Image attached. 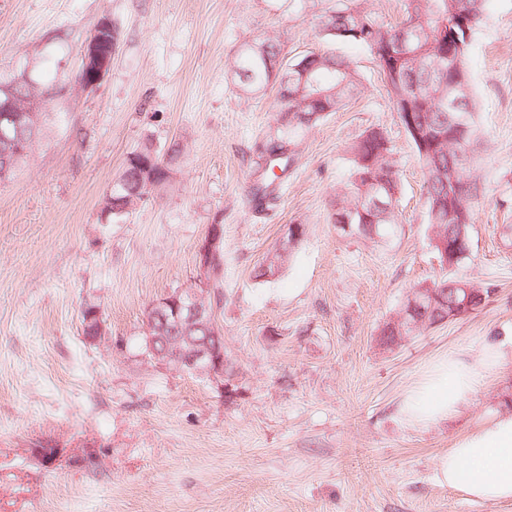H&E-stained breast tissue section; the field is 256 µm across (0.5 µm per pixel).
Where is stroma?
I'll list each match as a JSON object with an SVG mask.
<instances>
[{"instance_id":"35a3bbf8","label":"stroma","mask_w":512,"mask_h":512,"mask_svg":"<svg viewBox=\"0 0 512 512\" xmlns=\"http://www.w3.org/2000/svg\"><path fill=\"white\" fill-rule=\"evenodd\" d=\"M348 7L393 24L402 0H0V81L65 77L14 177L0 183V512H512L435 479L436 457L505 410L512 366L448 422L406 426L403 393L448 350L512 336V0H488L468 51L483 193L471 255L441 269L430 244L422 164L370 51L319 33ZM112 67L76 80L102 18ZM277 38L285 59L351 61L347 105L298 139L276 199L249 187L277 130L275 89L245 95L238 46ZM383 132L400 179L385 241L331 220L353 171L350 147ZM180 145L169 185L122 219L102 198L131 151ZM224 227L215 318L237 393L141 353L147 314L193 285L197 245ZM305 234L275 274L258 276L288 225ZM487 293L472 314L388 348L380 331L417 285L441 275ZM98 307L108 343L90 342ZM62 447L53 464L34 448ZM95 465L83 462L86 451Z\"/></svg>"}]
</instances>
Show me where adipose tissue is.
<instances>
[{"label": "adipose tissue", "mask_w": 512, "mask_h": 512, "mask_svg": "<svg viewBox=\"0 0 512 512\" xmlns=\"http://www.w3.org/2000/svg\"><path fill=\"white\" fill-rule=\"evenodd\" d=\"M512 363V338H489L478 352L453 349L426 366L404 392L399 413L416 429L446 422L483 382ZM439 484L480 503L512 502V413L505 412L460 436L434 464Z\"/></svg>", "instance_id": "obj_1"}]
</instances>
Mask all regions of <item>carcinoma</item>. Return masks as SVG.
<instances>
[{"instance_id":"1","label":"carcinoma","mask_w":512,"mask_h":512,"mask_svg":"<svg viewBox=\"0 0 512 512\" xmlns=\"http://www.w3.org/2000/svg\"><path fill=\"white\" fill-rule=\"evenodd\" d=\"M486 0H404L405 15L394 25L378 23L371 14L338 9L321 21V31L330 39H347L365 45L374 56L394 54L395 64L383 70L389 94L405 92L413 97V122L399 115L426 173L427 223L433 228L431 246L438 260L448 257L456 265L470 256L469 226L480 184L473 174L478 153L474 126L475 104L469 94L466 59L471 38L480 25ZM233 68L246 94L277 87L276 111L282 130L263 152V163L252 186V201L261 205L274 198L275 182L294 161L290 146L304 129L345 105L356 95L360 80L351 63L329 52H312L285 64L278 40L257 37L237 50ZM426 141L421 146L418 138ZM354 155L352 180L341 209L364 206V187L373 178L381 183L384 208L369 213L365 221L356 216L357 232L384 239L396 223L394 201L399 177L388 159L389 148L382 132H365L351 147ZM172 145L163 160L145 145L127 155L119 179L125 188L119 203L112 195L103 198V212L114 220L132 206L165 187L172 162L180 155ZM459 281L446 276L424 284L437 292L435 307L424 315L420 331L443 323L453 306V288ZM153 334L197 336L192 330L172 331L159 317L148 316Z\"/></svg>"}]
</instances>
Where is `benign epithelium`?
I'll list each match as a JSON object with an SVG mask.
<instances>
[{"label": "benign epithelium", "instance_id": "7a95c632", "mask_svg": "<svg viewBox=\"0 0 512 512\" xmlns=\"http://www.w3.org/2000/svg\"><path fill=\"white\" fill-rule=\"evenodd\" d=\"M111 63L112 23L104 18L84 47L81 85L85 88L97 85L108 74ZM15 88L14 84L0 86V93L7 97L5 102H0V141L12 144L14 157L24 158L36 137V115L42 111L45 100L52 96V92L21 98ZM223 252L224 229L219 224H211L197 246L198 281L189 288L165 295L153 305L162 319L180 327L202 329L205 335L154 336L149 333L146 336V349L152 354V362L204 377L221 395L224 394V347L217 341L211 342L216 329L212 325L209 285L215 275V264ZM430 296L431 293L418 290L409 295L405 302L400 321L414 333L419 326L415 310L430 300Z\"/></svg>", "mask_w": 512, "mask_h": 512}]
</instances>
